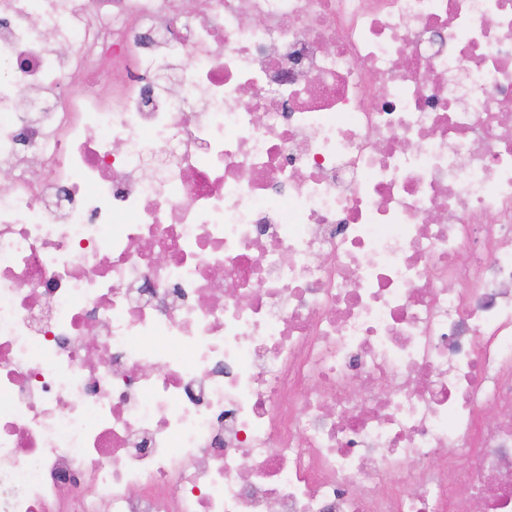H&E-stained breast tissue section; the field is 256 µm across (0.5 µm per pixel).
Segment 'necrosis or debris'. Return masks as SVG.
Here are the masks:
<instances>
[{
  "label": "necrosis or debris",
  "mask_w": 512,
  "mask_h": 512,
  "mask_svg": "<svg viewBox=\"0 0 512 512\" xmlns=\"http://www.w3.org/2000/svg\"><path fill=\"white\" fill-rule=\"evenodd\" d=\"M0 170V512H512V0H0Z\"/></svg>",
  "instance_id": "4bbe7bcc"
}]
</instances>
